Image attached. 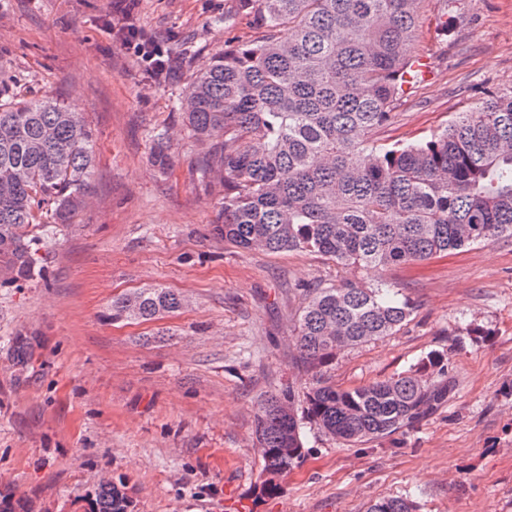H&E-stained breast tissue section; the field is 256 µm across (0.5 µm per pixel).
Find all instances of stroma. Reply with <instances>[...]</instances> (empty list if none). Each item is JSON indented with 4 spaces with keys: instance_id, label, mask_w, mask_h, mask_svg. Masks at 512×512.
Segmentation results:
<instances>
[{
    "instance_id": "stroma-1",
    "label": "stroma",
    "mask_w": 512,
    "mask_h": 512,
    "mask_svg": "<svg viewBox=\"0 0 512 512\" xmlns=\"http://www.w3.org/2000/svg\"><path fill=\"white\" fill-rule=\"evenodd\" d=\"M129 7L168 51V78L113 41V0H0V83L57 97L97 144L85 208L41 251L44 280L0 287V488L32 512H82L81 495L119 473L137 512H229V488L244 512H367L406 496L418 512H512V239L384 270L225 242L211 231L224 187L201 176L209 146L182 130L177 102L193 72L263 30L240 0ZM410 52L429 74L378 143L428 137L512 88V0H424ZM156 128L171 137L165 175L151 161ZM382 279L415 312L399 332L337 355L332 381L385 380L437 350L455 395L420 426L355 446L308 431L281 492L256 495L257 401L312 381L292 334L303 289ZM155 285L183 307L111 320L114 297ZM470 328L485 338L471 340ZM18 333L35 339L21 373L5 343Z\"/></svg>"
}]
</instances>
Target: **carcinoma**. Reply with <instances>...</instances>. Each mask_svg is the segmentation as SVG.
Returning a JSON list of instances; mask_svg holds the SVG:
<instances>
[{"label":"carcinoma","mask_w":512,"mask_h":512,"mask_svg":"<svg viewBox=\"0 0 512 512\" xmlns=\"http://www.w3.org/2000/svg\"><path fill=\"white\" fill-rule=\"evenodd\" d=\"M256 8L259 40L214 58L187 83L179 107L190 136L210 143L203 177L224 183V223L213 231L241 248L312 252L342 267L391 268L512 238V90L457 113L426 140L370 144L393 123L418 82L409 46L422 0H241ZM154 163L171 169L162 129ZM97 155L85 119L45 94L0 87V285L44 277L38 254L66 235L90 195ZM394 286L342 281L307 288L294 322L299 362L315 373L303 394L261 397L253 434L261 448L259 494L304 458L305 429L356 445L414 428L457 389L432 351L386 380L352 389L324 377L339 351L390 336L415 307ZM183 306L155 286L112 300L114 321H151ZM19 370L30 338H8ZM84 512H136L125 475L82 496ZM0 512H29L0 490ZM367 512H417L403 497Z\"/></svg>","instance_id":"obj_1"}]
</instances>
